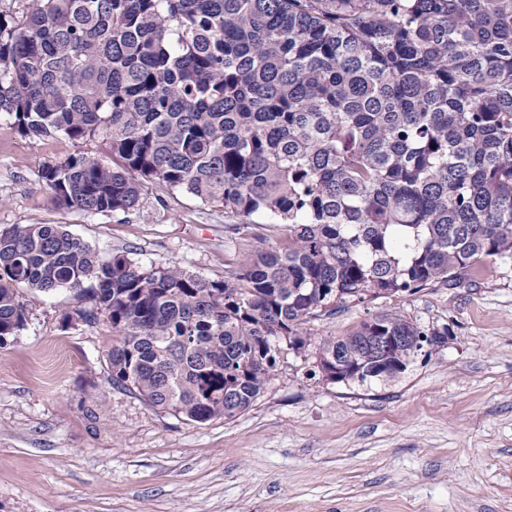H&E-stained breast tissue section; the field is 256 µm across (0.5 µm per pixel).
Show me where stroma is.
Wrapping results in <instances>:
<instances>
[{"label": "stroma", "instance_id": "1", "mask_svg": "<svg viewBox=\"0 0 512 512\" xmlns=\"http://www.w3.org/2000/svg\"><path fill=\"white\" fill-rule=\"evenodd\" d=\"M100 141L30 139L0 117V226L62 224L108 257L207 279L251 239L223 209L147 189L139 210L58 207L44 166ZM25 328L0 346V512H512V266L460 286L337 305L282 349L264 392L199 423L114 385L112 326L92 299L21 290ZM396 313L442 346L396 380L329 383L322 339Z\"/></svg>", "mask_w": 512, "mask_h": 512}]
</instances>
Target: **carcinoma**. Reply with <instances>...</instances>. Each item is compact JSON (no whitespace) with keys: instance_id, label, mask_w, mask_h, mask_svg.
<instances>
[{"instance_id":"1","label":"carcinoma","mask_w":512,"mask_h":512,"mask_svg":"<svg viewBox=\"0 0 512 512\" xmlns=\"http://www.w3.org/2000/svg\"><path fill=\"white\" fill-rule=\"evenodd\" d=\"M0 8V113L98 138L42 180L129 213L156 184L224 208L255 246L218 279L100 258L59 224L0 228V336L17 290L91 294L112 383L203 423L247 410L280 341L364 303L512 263V0H21ZM436 337L382 314L319 344L321 373L392 381Z\"/></svg>"}]
</instances>
